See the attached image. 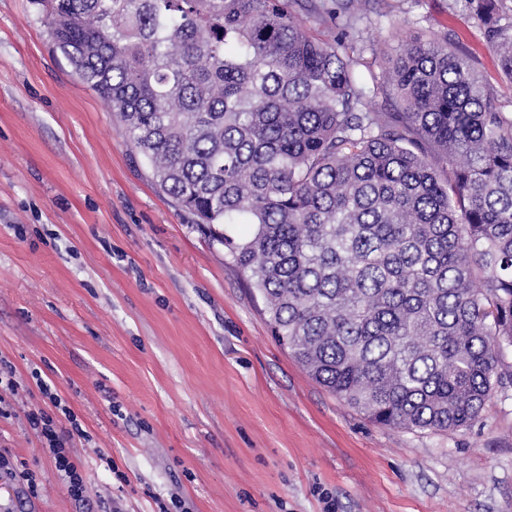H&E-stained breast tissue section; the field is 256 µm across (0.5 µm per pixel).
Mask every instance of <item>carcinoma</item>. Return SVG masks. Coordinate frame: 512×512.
Returning <instances> with one entry per match:
<instances>
[{
    "label": "carcinoma",
    "mask_w": 512,
    "mask_h": 512,
    "mask_svg": "<svg viewBox=\"0 0 512 512\" xmlns=\"http://www.w3.org/2000/svg\"><path fill=\"white\" fill-rule=\"evenodd\" d=\"M159 188L217 236L273 336L371 421L455 431L512 382V113L442 31L368 105L328 0H33ZM512 83V17L467 0Z\"/></svg>",
    "instance_id": "1"
}]
</instances>
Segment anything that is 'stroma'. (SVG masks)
<instances>
[{"label": "stroma", "mask_w": 512, "mask_h": 512, "mask_svg": "<svg viewBox=\"0 0 512 512\" xmlns=\"http://www.w3.org/2000/svg\"><path fill=\"white\" fill-rule=\"evenodd\" d=\"M342 50L375 108L381 61L447 31L504 110L465 0H357ZM0 358L19 384L0 454V512H512V383L456 431L371 422L316 383L271 334L223 245L156 185L109 104L54 53L33 0H0ZM52 380L91 435L68 496L24 412Z\"/></svg>", "instance_id": "obj_1"}]
</instances>
